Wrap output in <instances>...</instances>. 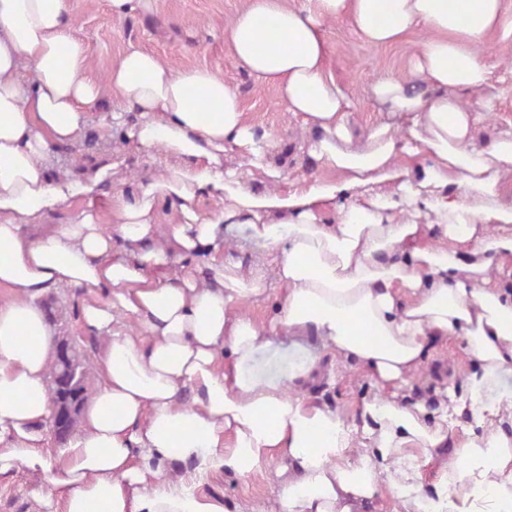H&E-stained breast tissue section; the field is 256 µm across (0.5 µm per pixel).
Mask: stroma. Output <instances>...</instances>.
<instances>
[{"label":"stroma","instance_id":"stroma-1","mask_svg":"<svg viewBox=\"0 0 512 512\" xmlns=\"http://www.w3.org/2000/svg\"><path fill=\"white\" fill-rule=\"evenodd\" d=\"M71 15L69 34L83 43L89 69L98 82H106L122 53L135 45L159 55L176 68L204 66L224 77L239 89L245 118L254 130L267 131L279 140V154L289 175L304 174L310 161L308 144L295 130L291 117L280 104L277 91L259 84L238 70L224 44V24L245 0H156V12L150 16H129L115 20L109 0H68ZM326 37L331 48L336 78L350 95L351 120L359 125L376 121L378 112L365 93L367 84L386 72L402 73L408 60L424 39L423 33L411 35L406 41L385 48L366 44L345 23L330 22ZM483 58L492 73V81L500 95V107L491 113L488 130L512 121V51L504 50L498 42L486 43ZM117 138L102 135L96 124H89L82 141L59 152V162L81 165L107 160L117 147ZM165 174L163 166L154 162L149 153L128 155L125 167L112 177L93 202L79 201V208L93 206L107 212L110 198L118 189H131L137 183L158 179ZM48 320L56 336H81L85 330L80 321L78 296L69 289H60L46 299ZM322 367L335 377L334 382L316 383L319 396L331 406L342 407L345 422L361 427L360 407L363 399L372 397L376 387L372 379L353 365L325 357ZM466 364L462 344L439 349L424 369L412 380L422 391L444 389L449 399L467 395ZM486 428L477 426L466 416L449 414L448 436L433 459L421 466L423 485L427 494H434L441 471L463 435L481 439ZM278 488L273 469L238 478L224 474L211 476L200 491L222 499L227 512H240L244 505L271 507ZM43 476L26 468L11 474H0V512H34L33 496L47 493Z\"/></svg>","mask_w":512,"mask_h":512}]
</instances>
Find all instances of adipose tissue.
Wrapping results in <instances>:
<instances>
[{"label":"adipose tissue","mask_w":512,"mask_h":512,"mask_svg":"<svg viewBox=\"0 0 512 512\" xmlns=\"http://www.w3.org/2000/svg\"><path fill=\"white\" fill-rule=\"evenodd\" d=\"M505 13V0H246L224 43L313 135L317 171L295 179L208 68L131 46L103 86L68 34L66 0H0V474L42 472L51 490L35 512H224L198 487L272 463L283 478L271 512H360L385 494L392 512H512L499 426L512 420V294L498 280L512 270V130L485 133L500 96L482 54L512 40ZM340 19L377 48L427 34L409 76L368 85L381 117L364 128L329 65L326 26ZM95 111L103 132L122 131L114 163L57 167ZM234 149L248 155L236 170L224 166ZM129 150L157 152L165 178L115 191L109 217L75 211ZM234 227L243 237L226 240ZM195 258L202 270L174 272ZM271 281L272 312L244 314ZM60 288L80 295L105 345L77 432L52 448L44 304ZM282 335L301 361L260 373ZM460 340L469 396L437 410L489 431L460 443L430 496L418 462L445 433L423 423L427 399L396 390L434 343ZM328 353L378 388L355 460L343 410L313 394Z\"/></svg>","instance_id":"1"}]
</instances>
